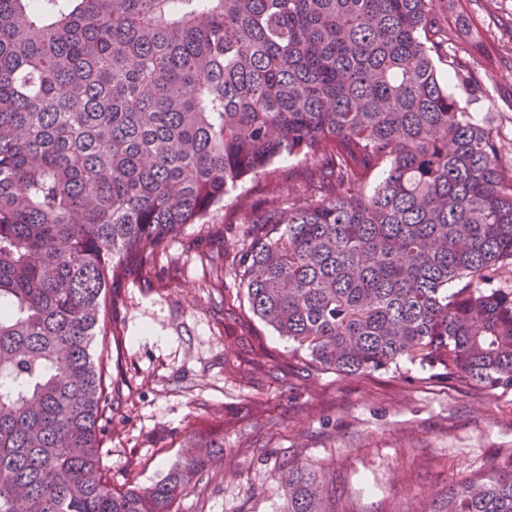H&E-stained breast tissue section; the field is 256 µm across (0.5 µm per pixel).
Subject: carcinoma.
Listing matches in <instances>:
<instances>
[{
  "instance_id": "1",
  "label": "carcinoma",
  "mask_w": 512,
  "mask_h": 512,
  "mask_svg": "<svg viewBox=\"0 0 512 512\" xmlns=\"http://www.w3.org/2000/svg\"><path fill=\"white\" fill-rule=\"evenodd\" d=\"M455 86L437 0H0V512H174L224 441L154 485L100 463L109 286L277 160L315 191L264 209L234 277L322 370L403 359L512 386V158ZM282 512H336L325 473L276 472ZM442 512H512V472Z\"/></svg>"
}]
</instances>
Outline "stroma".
Wrapping results in <instances>:
<instances>
[{"label": "stroma", "mask_w": 512, "mask_h": 512, "mask_svg": "<svg viewBox=\"0 0 512 512\" xmlns=\"http://www.w3.org/2000/svg\"><path fill=\"white\" fill-rule=\"evenodd\" d=\"M460 7L455 47L496 52L487 93L468 109L492 115L511 151L512 0H441L439 11ZM263 187L246 181L185 225L149 278L112 281L101 459L113 485H153L193 435L223 440L224 463L179 512H281L275 472L292 457L335 480L336 512H414L451 484L511 467L512 388L475 389L407 360L371 375L320 370L250 312L233 268L264 227L232 223L228 207Z\"/></svg>", "instance_id": "obj_1"}]
</instances>
